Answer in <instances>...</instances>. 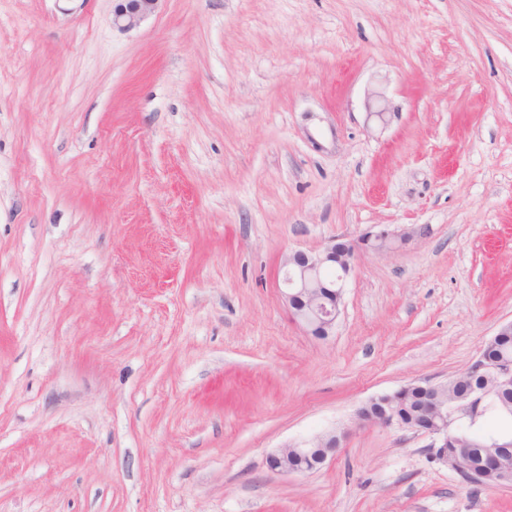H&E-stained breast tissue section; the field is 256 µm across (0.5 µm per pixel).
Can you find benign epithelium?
<instances>
[{
    "label": "benign epithelium",
    "mask_w": 512,
    "mask_h": 512,
    "mask_svg": "<svg viewBox=\"0 0 512 512\" xmlns=\"http://www.w3.org/2000/svg\"><path fill=\"white\" fill-rule=\"evenodd\" d=\"M159 0H115L112 24L120 29H129L151 16ZM407 239L387 228L367 233L360 241L345 250L331 241L318 253L294 251L282 261V296L292 317L301 324L306 333L321 339L332 335L341 313L345 284L355 263L356 252L365 247L376 253L391 248L395 239ZM493 365L481 368L471 365L466 373L471 378V388L454 402L440 400V393L447 389L443 383L430 381L407 384L387 394L392 397L416 387L421 391L420 412L426 417L423 423L406 427L392 413L383 418L358 417L369 423L389 429L422 431L431 438L433 457L449 465L456 473L465 474L475 485H482L484 474L469 468L466 462L467 449L479 444L491 449L488 460L496 472L495 486L512 487V440L503 434L477 435L470 431L459 435L456 427L462 422L476 420L480 405L492 397L503 396L512 390V368L495 370ZM341 436L336 433L316 435L286 445L268 458L271 470L286 474H305L321 468L328 459L325 448L336 447Z\"/></svg>",
    "instance_id": "benign-epithelium-1"
}]
</instances>
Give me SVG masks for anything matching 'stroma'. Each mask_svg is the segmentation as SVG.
<instances>
[{
    "mask_svg": "<svg viewBox=\"0 0 512 512\" xmlns=\"http://www.w3.org/2000/svg\"><path fill=\"white\" fill-rule=\"evenodd\" d=\"M113 6L0 0V512H512L357 421L512 321V0ZM377 225L308 335L282 260ZM112 25L129 29L151 16L160 0H113ZM336 441L340 446L341 433L338 435L336 431L302 439L271 454L268 466L273 471L286 474H305L317 470L325 464L330 453L324 448H335L336 452Z\"/></svg>",
    "mask_w": 512,
    "mask_h": 512,
    "instance_id": "35a3bbf8",
    "label": "stroma"
}]
</instances>
